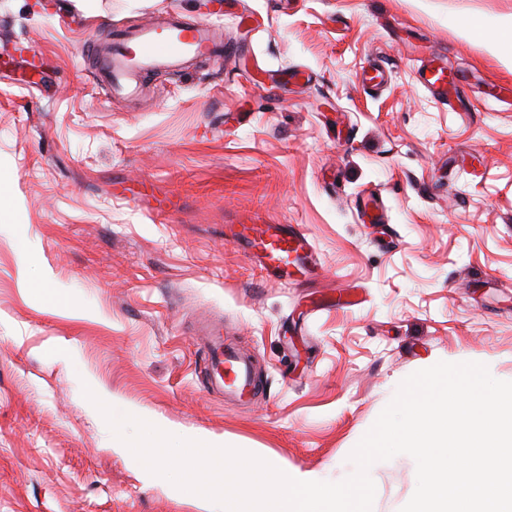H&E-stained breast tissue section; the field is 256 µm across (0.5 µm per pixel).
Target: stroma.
I'll return each mask as SVG.
<instances>
[{
    "instance_id": "35a3bbf8",
    "label": "stroma",
    "mask_w": 512,
    "mask_h": 512,
    "mask_svg": "<svg viewBox=\"0 0 512 512\" xmlns=\"http://www.w3.org/2000/svg\"><path fill=\"white\" fill-rule=\"evenodd\" d=\"M166 13L220 21L223 55L111 95L87 44ZM509 15L512 0H0V512H200L113 451L87 387L340 481L412 373L473 361L512 381V63L478 35ZM228 224L300 225L312 275L268 281ZM38 277L67 305L46 306ZM212 315L259 400L205 387ZM370 476L372 512L417 485L407 454Z\"/></svg>"
}]
</instances>
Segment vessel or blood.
<instances>
[{
	"label": "vessel or blood",
	"instance_id": "b4317fda",
	"mask_svg": "<svg viewBox=\"0 0 512 512\" xmlns=\"http://www.w3.org/2000/svg\"><path fill=\"white\" fill-rule=\"evenodd\" d=\"M208 22L189 24L170 15L132 30L115 34L103 66V77L112 94L131 97L145 76L175 70L188 60L223 51ZM226 240L244 247L251 258L280 283L296 281L310 270L315 250L308 236L290 224H233ZM209 377L207 386L241 399L251 395L255 383L249 361L237 348L224 342L223 324L203 331Z\"/></svg>",
	"mask_w": 512,
	"mask_h": 512
}]
</instances>
